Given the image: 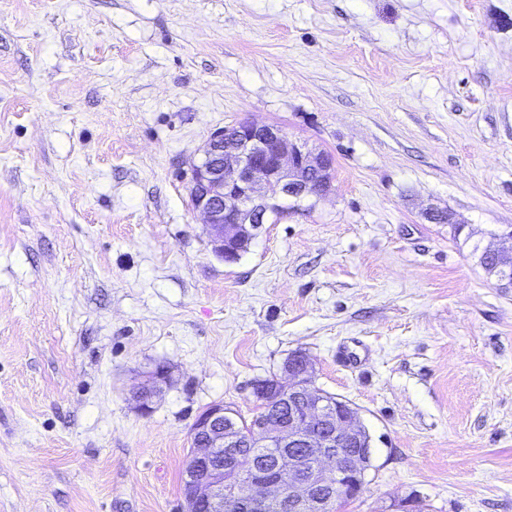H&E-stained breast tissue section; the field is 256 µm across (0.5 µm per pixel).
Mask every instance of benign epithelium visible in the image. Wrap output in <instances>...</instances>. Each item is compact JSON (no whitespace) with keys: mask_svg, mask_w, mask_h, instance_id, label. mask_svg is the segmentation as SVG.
I'll return each mask as SVG.
<instances>
[{"mask_svg":"<svg viewBox=\"0 0 512 512\" xmlns=\"http://www.w3.org/2000/svg\"><path fill=\"white\" fill-rule=\"evenodd\" d=\"M331 188V164L305 143L291 141L273 125L238 122L213 132L204 161L192 175L191 202L209 227L213 252L227 263L237 260L239 241L253 235L267 215L278 213L283 203L321 197ZM497 268L512 273V241L503 234L493 240ZM310 365L299 354L288 357L282 373L271 384L256 383L258 396L304 402L303 413L263 416L252 432L268 443L275 457L269 470L245 469L236 476L233 503L237 512H334L358 486L348 481L364 473L368 457L364 427L351 407L336 417L326 416V394L314 387ZM168 372L159 366L134 397L142 412L166 382ZM239 414L216 403L202 411L191 427L193 448L186 460L187 490L182 512H216L224 500V455L242 447ZM344 477L328 484L326 469Z\"/></svg>","mask_w":512,"mask_h":512,"instance_id":"1","label":"benign epithelium"}]
</instances>
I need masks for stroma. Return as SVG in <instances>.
Instances as JSON below:
<instances>
[{"label":"stroma","instance_id":"35a3bbf8","mask_svg":"<svg viewBox=\"0 0 512 512\" xmlns=\"http://www.w3.org/2000/svg\"><path fill=\"white\" fill-rule=\"evenodd\" d=\"M245 120L332 184L227 263L192 173ZM509 230L512 0H0V512H181L295 351L371 436L340 512H512ZM492 245V254L495 257L497 268L505 271L506 273L511 272L512 277V249L510 240L506 234L496 237ZM167 379L168 372L166 368L159 366L151 373L147 383L139 386L133 392L143 413H148L150 411L152 398L158 391H160V384L166 383Z\"/></svg>","mask_w":512,"mask_h":512}]
</instances>
